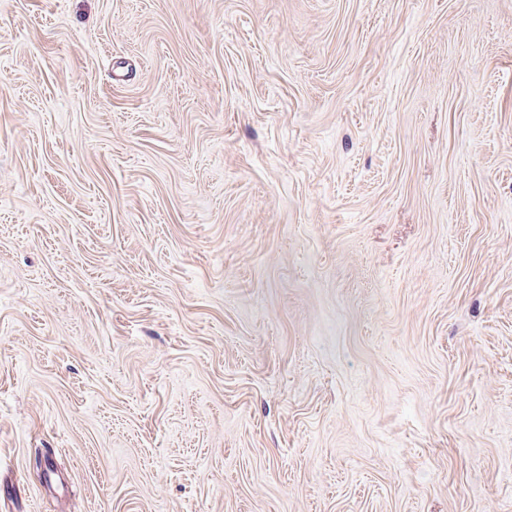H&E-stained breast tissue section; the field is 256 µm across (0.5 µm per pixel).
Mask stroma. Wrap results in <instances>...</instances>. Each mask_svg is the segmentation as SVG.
Here are the masks:
<instances>
[{
    "mask_svg": "<svg viewBox=\"0 0 512 512\" xmlns=\"http://www.w3.org/2000/svg\"><path fill=\"white\" fill-rule=\"evenodd\" d=\"M0 512H512V0H0Z\"/></svg>",
    "mask_w": 512,
    "mask_h": 512,
    "instance_id": "obj_1",
    "label": "stroma"
}]
</instances>
